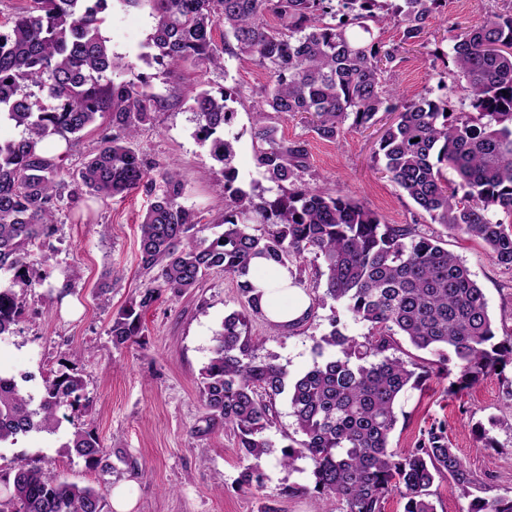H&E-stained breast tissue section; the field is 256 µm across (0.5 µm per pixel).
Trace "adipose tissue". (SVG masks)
<instances>
[{"mask_svg": "<svg viewBox=\"0 0 512 512\" xmlns=\"http://www.w3.org/2000/svg\"><path fill=\"white\" fill-rule=\"evenodd\" d=\"M250 281L260 291L261 306L267 320L278 327L300 323L311 306L304 288L293 285L287 269L266 260H253Z\"/></svg>", "mask_w": 512, "mask_h": 512, "instance_id": "ef3b65f1", "label": "adipose tissue"}]
</instances>
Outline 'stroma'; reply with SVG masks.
Here are the masks:
<instances>
[{"label": "stroma", "mask_w": 512, "mask_h": 512, "mask_svg": "<svg viewBox=\"0 0 512 512\" xmlns=\"http://www.w3.org/2000/svg\"><path fill=\"white\" fill-rule=\"evenodd\" d=\"M512 8V0H451L448 13L430 20L427 45L404 54L394 78L405 94L436 87L434 51L449 53L447 27L480 24L493 11ZM101 34L113 55L136 59L153 32L149 4L104 14ZM151 78L154 92L170 104L142 128L134 144L149 161L174 165L185 183L183 203L208 224V237L223 233L224 201L215 185L222 166L210 155L209 144L195 135L190 109L195 89L236 87L242 92L235 121L224 137L233 142V165L243 188L267 185L255 160L252 141L253 94L268 83L265 71L249 60L229 58L223 69L185 68L166 75L156 64L136 60ZM392 115L380 113L378 123L360 132L345 129L333 142L319 139L300 116L277 119L279 137L304 142L311 185L339 189L377 211L391 224H413L441 238L448 251L463 259L483 289L498 335L512 336V270L500 266L474 239L430 223L413 201L378 171V141ZM150 197L137 190L124 197L101 200L82 195L78 203L63 200L57 231L45 251L52 259L45 285L22 293L24 314L13 333L0 337V373L20 378L22 389L40 397L51 372L72 370L84 382L81 405L63 407L55 433H33L0 445V495L12 486L19 460L89 487L111 499L116 486H128L136 501L133 512H343L342 502L321 501L313 492L310 467L301 460L295 469L280 466L277 454L263 462L264 486L247 492L238 485L243 462L232 431L208 428L207 411L199 397L200 373L214 345V334L226 315L244 303L235 279L214 272L193 292L161 296L146 311L138 343L117 349L108 328L113 314L137 296L148 277L138 264L139 224ZM110 276L112 289L96 296L94 286ZM348 336L367 334L342 305L315 307L299 327L272 329L252 319L250 334L259 359L284 365L290 376L310 370L316 344L331 327ZM448 381L431 372L420 389L409 390L397 406L398 422L390 437L391 450L414 448L430 425H443L479 481L477 496L494 498L512 490V433L491 427V418L512 419V365L450 397ZM487 428L479 438L475 426ZM77 430L94 432L104 452L103 465L91 467L63 448Z\"/></svg>", "instance_id": "stroma-1"}]
</instances>
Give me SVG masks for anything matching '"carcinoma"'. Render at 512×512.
Masks as SVG:
<instances>
[{
    "label": "carcinoma",
    "instance_id": "obj_1",
    "mask_svg": "<svg viewBox=\"0 0 512 512\" xmlns=\"http://www.w3.org/2000/svg\"><path fill=\"white\" fill-rule=\"evenodd\" d=\"M108 0H34L0 23V121L22 128L0 141V336L14 330L24 309L17 289L40 286L51 256L35 254L56 231L64 176L90 195L111 199L139 188L153 195L138 239L139 266L150 274L139 297L113 317L112 345L137 342L143 314L162 293L180 297L213 271L237 279L242 310L224 317L212 357L201 371L199 395L209 421L233 431L246 461L241 487L259 490L262 462L273 443L265 432L276 418V398L288 393L297 445L281 449L288 468L307 460L313 490L334 498L345 512H384L397 492L404 512H435L430 488L452 480L471 495L478 483L440 425L415 448L398 454L389 439L396 408L428 376L424 366L396 355L395 337L458 369L448 395H458L512 364V336L496 340L482 288L464 261L413 224H387L369 207L338 190L304 183L305 143L277 136L273 115L307 114L322 140H336L347 120L369 129L381 112L397 117L379 139L385 175L427 214L431 223L480 240L492 258L512 269V9L491 12L480 24L449 36L451 83L443 97L424 89L411 97L388 84L401 55L425 47L428 21L448 0H117L152 9L154 33L137 54L175 75L183 67L221 68L224 56L246 58L265 70L252 132L257 164L277 189L237 185L234 145L224 128L236 116L240 92L222 87L192 96L201 141L223 165L224 232L210 239L209 225L182 203L177 170L149 162L128 146L163 108L149 77L135 62L117 61L101 34ZM272 15L279 26L271 27ZM389 21L402 28L388 45L377 31ZM224 27L216 41L214 31ZM123 69L128 78L108 74ZM36 87L56 105L33 110L27 89ZM463 92L456 110L450 94ZM109 115L112 133L100 138L82 167L64 161L82 132ZM67 151L55 153L52 140ZM452 170L450 180L445 171ZM320 262L323 292L312 298L342 304L368 327L363 336L337 328L317 345L319 361L289 378L286 367L255 356L249 323L263 316L260 294L249 281L251 261L263 257L299 273L307 256ZM83 381L59 372L44 382L38 405L16 380L0 374V444L31 433H52L58 412L83 398ZM67 452L98 466L103 446L77 430ZM95 490L62 481L21 460L0 512H105ZM469 512H512V495L476 497Z\"/></svg>",
    "mask_w": 512,
    "mask_h": 512
}]
</instances>
